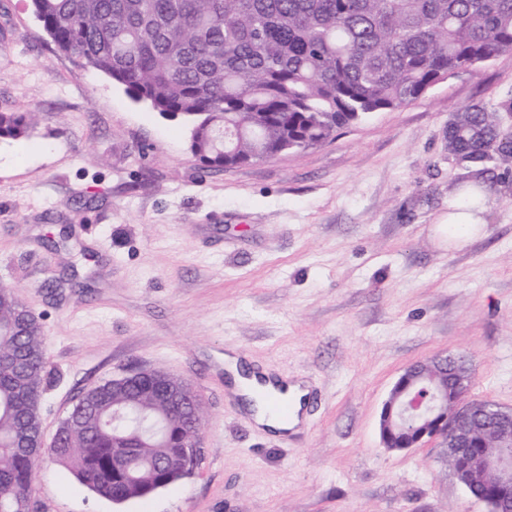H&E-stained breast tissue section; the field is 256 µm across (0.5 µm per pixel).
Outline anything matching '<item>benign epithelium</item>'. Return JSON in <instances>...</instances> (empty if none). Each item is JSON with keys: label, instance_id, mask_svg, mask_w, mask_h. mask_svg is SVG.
Segmentation results:
<instances>
[{"label": "benign epithelium", "instance_id": "obj_1", "mask_svg": "<svg viewBox=\"0 0 512 512\" xmlns=\"http://www.w3.org/2000/svg\"><path fill=\"white\" fill-rule=\"evenodd\" d=\"M445 369L444 362H418L407 367L398 377L382 402L378 415L380 442L389 451L404 452L438 441L448 455L460 458L470 451L465 440L472 430L473 399L470 396V378L458 373L454 384L443 382L433 389L420 392L416 384L434 369ZM169 373L158 369H141L112 380L121 385L130 380L147 377H167ZM495 447H512V410L495 407L492 410ZM202 432L182 444L180 465L193 471L198 464V448ZM483 469L493 474L494 484L483 492L475 490L469 476L462 470L453 471L457 482L475 500L483 503L488 512H512V453L504 456L487 454Z\"/></svg>", "mask_w": 512, "mask_h": 512}]
</instances>
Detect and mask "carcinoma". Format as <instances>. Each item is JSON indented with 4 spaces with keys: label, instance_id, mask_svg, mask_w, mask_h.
Returning <instances> with one entry per match:
<instances>
[{
    "label": "carcinoma",
    "instance_id": "1",
    "mask_svg": "<svg viewBox=\"0 0 512 512\" xmlns=\"http://www.w3.org/2000/svg\"><path fill=\"white\" fill-rule=\"evenodd\" d=\"M43 31L190 130L201 165L222 171L317 146L376 112L404 107L461 69L512 51V0H29ZM27 112H0V139L30 135ZM496 116L464 109L448 151L479 162L497 149ZM47 354L39 317L0 285V504L33 512L39 460L65 464L94 494L143 498L183 477L171 462L196 433L144 380L80 400L45 449L39 401ZM168 424L170 448L147 433ZM130 471L116 470L119 447Z\"/></svg>",
    "mask_w": 512,
    "mask_h": 512
}]
</instances>
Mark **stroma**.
Wrapping results in <instances>:
<instances>
[{
  "mask_svg": "<svg viewBox=\"0 0 512 512\" xmlns=\"http://www.w3.org/2000/svg\"><path fill=\"white\" fill-rule=\"evenodd\" d=\"M477 104L512 125V51L324 144L203 171L188 130L60 51L28 0H0V284L42 317L53 435L85 388L141 368L203 400V455L121 504L47 457L38 512H487L434 442L380 445L382 401L409 364L465 356L471 396L512 409V163L459 162L448 123ZM484 224L442 226L467 186ZM309 384L299 432L258 428L224 356ZM28 112H0V139H21L30 135L33 124Z\"/></svg>",
  "mask_w": 512,
  "mask_h": 512,
  "instance_id": "stroma-1",
  "label": "stroma"
}]
</instances>
